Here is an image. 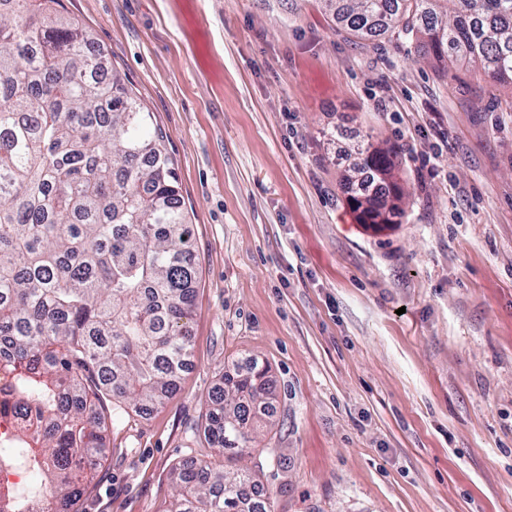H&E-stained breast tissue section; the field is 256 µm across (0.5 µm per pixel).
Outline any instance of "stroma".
<instances>
[{
  "label": "stroma",
  "mask_w": 512,
  "mask_h": 512,
  "mask_svg": "<svg viewBox=\"0 0 512 512\" xmlns=\"http://www.w3.org/2000/svg\"><path fill=\"white\" fill-rule=\"evenodd\" d=\"M165 135L199 284L175 395L123 406L78 512H166L206 400L267 368L271 512H512V87L322 0H64ZM397 147L396 223L340 172Z\"/></svg>",
  "instance_id": "1"
}]
</instances>
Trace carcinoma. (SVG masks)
Instances as JSON below:
<instances>
[{
	"instance_id": "cac0c4a2",
	"label": "carcinoma",
	"mask_w": 512,
	"mask_h": 512,
	"mask_svg": "<svg viewBox=\"0 0 512 512\" xmlns=\"http://www.w3.org/2000/svg\"><path fill=\"white\" fill-rule=\"evenodd\" d=\"M345 30L414 37L443 64L512 86V0H324ZM62 0H0V368L26 367L0 415L42 475L39 492L0 512H76L99 441L116 413L174 394L192 351L186 319L198 271L174 162L151 114ZM398 150L369 144L343 181L372 223H393ZM267 369L224 371L205 439L218 459L179 468L167 512H270L224 470L270 417Z\"/></svg>"
}]
</instances>
